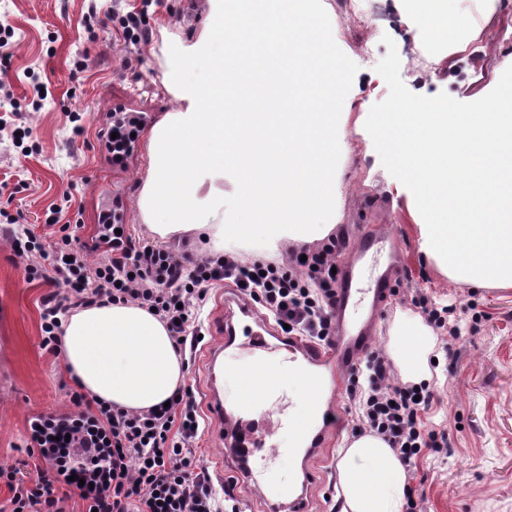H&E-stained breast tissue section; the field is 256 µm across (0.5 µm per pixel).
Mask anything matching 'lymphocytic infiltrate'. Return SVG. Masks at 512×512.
Segmentation results:
<instances>
[{
    "label": "lymphocytic infiltrate",
    "mask_w": 512,
    "mask_h": 512,
    "mask_svg": "<svg viewBox=\"0 0 512 512\" xmlns=\"http://www.w3.org/2000/svg\"><path fill=\"white\" fill-rule=\"evenodd\" d=\"M99 240L105 252L88 259V247L75 235L62 236L53 252L39 237H15L14 250L24 257L27 281L53 284L43 300L41 346L62 351L64 317L73 309L108 303H132L154 310L165 323L178 352H185L195 332V311L209 286L229 280L242 284L255 303L290 333L327 341L337 277L332 269L345 241L337 235L316 247L293 250L281 262L237 256L195 257L104 224ZM49 263H42V256ZM414 304L442 337L445 353L461 339L453 309L435 307L427 297ZM393 367L379 351L366 354L350 378L347 398L355 408L359 432L382 437L406 468L422 453L447 447L448 436L427 427L424 415L433 394L423 384L394 381ZM71 411L31 419L29 443L37 448L48 473L33 486H22L11 467H0V484L12 492L11 512L34 505L65 512L57 485L77 492L83 512H221L207 471L197 464L194 443L200 421L189 389L178 388L169 406L130 413L70 394Z\"/></svg>",
    "instance_id": "f902f5d3"
}]
</instances>
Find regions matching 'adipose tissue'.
<instances>
[{
	"instance_id": "1",
	"label": "adipose tissue",
	"mask_w": 512,
	"mask_h": 512,
	"mask_svg": "<svg viewBox=\"0 0 512 512\" xmlns=\"http://www.w3.org/2000/svg\"><path fill=\"white\" fill-rule=\"evenodd\" d=\"M198 40L182 58L225 52L205 83L180 85L187 103L154 126L148 178L139 207L148 230L163 240L193 237L211 255L261 240L276 252L283 240L327 236L336 182V114L346 76L336 43L310 11L311 0H208ZM274 99L277 111L263 109ZM237 174L240 207L250 221H213L199 204L201 174L223 167ZM64 366L88 397L142 411L166 401L184 379L182 360L165 324L137 305H93L64 322ZM391 353L405 379L428 374L436 339L426 327L400 318ZM342 512H401L407 472L379 436L355 439L340 464Z\"/></svg>"
}]
</instances>
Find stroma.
Instances as JSON below:
<instances>
[{"label": "stroma", "mask_w": 512, "mask_h": 512, "mask_svg": "<svg viewBox=\"0 0 512 512\" xmlns=\"http://www.w3.org/2000/svg\"><path fill=\"white\" fill-rule=\"evenodd\" d=\"M457 23L437 36L390 0L371 27L359 26L342 0H317L316 16L336 39L348 90L336 101V234L356 245L364 229L380 226L401 245L395 295L381 306L374 346L389 351L396 321L419 316L413 297L424 295L455 310L462 338L452 357L434 348L433 404L427 425L448 435L441 452L425 451L416 464L423 479L421 512H512V286L476 287L449 279L422 248L423 221L412 193L383 166L373 142L358 123L389 88L376 66L390 36L400 58V77L413 93H447L472 102L489 93L512 65V41L497 39L512 29V0H450ZM141 13L150 38L139 47L125 43L119 20ZM207 0H0V23L13 27L9 58L0 60V84L25 107L0 109V210L42 237L60 239L69 226L91 237L101 214L117 212L133 237L149 238L138 207L148 177L150 129L167 113L183 109L170 86L198 82L206 60L182 62L178 45L196 40ZM371 43L370 59L359 46ZM87 67L74 72L77 57ZM47 88L40 110L29 109L33 80ZM140 112L145 127L126 168L113 166L104 132L113 110ZM82 116L75 134L69 113ZM30 137L16 141L17 126ZM56 224H48V217ZM11 225L0 223V467L35 482L46 471L37 449L27 447L34 416L69 410L74 383L62 358L41 347L42 300L52 290L27 282L24 261L12 248ZM355 414H344L341 445L315 463L317 481L308 489V512H341L339 461L354 438Z\"/></svg>", "instance_id": "1"}]
</instances>
